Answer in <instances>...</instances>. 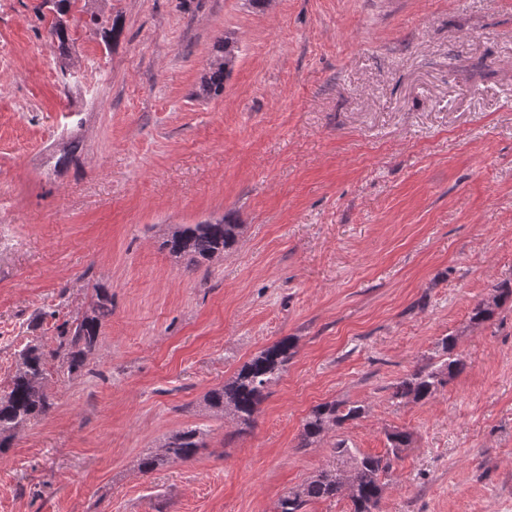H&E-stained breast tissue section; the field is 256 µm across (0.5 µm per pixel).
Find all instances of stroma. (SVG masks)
I'll list each match as a JSON object with an SVG mask.
<instances>
[{"label":"stroma","instance_id":"1","mask_svg":"<svg viewBox=\"0 0 512 512\" xmlns=\"http://www.w3.org/2000/svg\"><path fill=\"white\" fill-rule=\"evenodd\" d=\"M119 19L103 43L91 17ZM43 0H0V389L95 285L112 316L54 407L0 452V512H275L343 439L386 455L379 512H512V0H81L68 59ZM238 52L222 93L201 78ZM79 152L62 172L53 159ZM233 214L189 272L164 232ZM290 336L251 428L204 396ZM456 339L426 402L392 387ZM364 415L300 447L317 404ZM190 461L146 472L171 434ZM236 49L235 42L230 37L219 40L216 53L202 82L203 94H218L224 90V80L229 76L235 62ZM496 294L490 302H480L472 310L470 321L474 325H480L491 320L496 311L504 306L508 301H512V286L510 283H502L496 286ZM203 446L201 430L197 427H186L168 437L160 447V453L146 455L142 462L143 468L150 471L161 464L187 461Z\"/></svg>","mask_w":512,"mask_h":512}]
</instances>
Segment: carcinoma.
I'll list each match as a JSON object with an SVG mask.
<instances>
[{
	"mask_svg": "<svg viewBox=\"0 0 512 512\" xmlns=\"http://www.w3.org/2000/svg\"><path fill=\"white\" fill-rule=\"evenodd\" d=\"M57 14L47 30L48 38L57 44L60 55L68 56L72 31L64 15L70 11L69 0H45ZM236 59L235 42L228 36L219 40L216 53L204 76L201 90L210 95L224 91V80L229 76ZM242 225L231 215L200 224H182L171 230L162 241V247L186 267L196 268L213 261L232 248L241 234ZM512 301V285L505 282L495 289L489 302H481L472 310L470 322L480 325L491 320L496 311ZM112 315V295L105 288L96 289V298L89 310L75 318L57 349L46 355L37 345H26L17 352V369L9 388L0 392V452L8 447L14 435L46 416L53 403L45 391L47 358L61 361L71 374L86 365L98 345L100 328ZM291 338H283L262 349L245 362L224 385L211 389L205 396L209 409L222 416L247 425L265 397L269 386L278 381L294 355ZM455 337L441 339V354L414 369L392 387L391 398L397 401L425 402L431 399L449 378L466 368L464 359L454 353ZM365 407L356 403L323 402L312 408L302 425L299 447L306 448L319 442L324 435L348 421L363 416ZM390 452L387 456L362 455L340 439L333 443L331 453L342 467L327 466L313 474L298 490L282 497L275 512H302L311 500L328 499L349 491L353 512H377L384 484L381 475L392 468V461L402 449L409 447L411 434L395 430L387 435ZM204 446L203 433L197 427H186L168 437L161 450L143 458V468L150 471L165 463L187 461Z\"/></svg>",
	"mask_w": 512,
	"mask_h": 512,
	"instance_id": "1",
	"label": "carcinoma"
}]
</instances>
